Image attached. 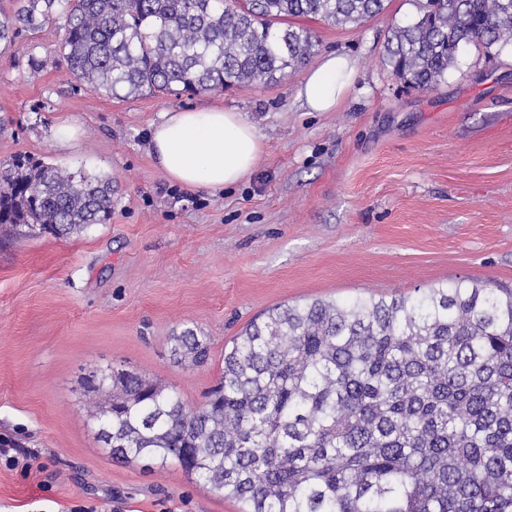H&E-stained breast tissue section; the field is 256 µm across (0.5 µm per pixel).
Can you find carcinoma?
<instances>
[{"label":"carcinoma","instance_id":"1","mask_svg":"<svg viewBox=\"0 0 512 512\" xmlns=\"http://www.w3.org/2000/svg\"><path fill=\"white\" fill-rule=\"evenodd\" d=\"M388 0H28L0 44L63 20L60 54L114 98L275 85L318 41L297 19L361 26ZM384 63L436 89L460 47H512V0H411ZM44 8H39V4ZM112 213V181L0 160V233L69 238ZM204 364L208 338L172 337ZM112 458L170 460L246 512H512V289L457 279L400 297L269 309L224 350L195 408L146 375L83 378Z\"/></svg>","mask_w":512,"mask_h":512}]
</instances>
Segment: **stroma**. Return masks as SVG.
<instances>
[{
    "mask_svg": "<svg viewBox=\"0 0 512 512\" xmlns=\"http://www.w3.org/2000/svg\"><path fill=\"white\" fill-rule=\"evenodd\" d=\"M412 11L389 0L357 28L305 20L319 55L356 62L334 112L299 99L305 65L273 86L113 98L73 78L54 15L0 48V159L112 181L106 223L66 239L0 235V437L38 456L30 474L0 469V512H246L176 462L113 460L81 377L139 372L196 407L225 346L271 307L459 278L512 285V49L464 48L443 84L414 89L382 62L388 28ZM214 106L256 127L261 162L217 194L169 182L151 124ZM62 126L78 130L66 148ZM187 326L209 336L208 364L173 360L169 338Z\"/></svg>",
    "mask_w": 512,
    "mask_h": 512,
    "instance_id": "1",
    "label": "stroma"
}]
</instances>
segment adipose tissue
I'll list each match as a JSON object with an SVG mask.
<instances>
[{
    "instance_id": "adipose-tissue-1",
    "label": "adipose tissue",
    "mask_w": 512,
    "mask_h": 512,
    "mask_svg": "<svg viewBox=\"0 0 512 512\" xmlns=\"http://www.w3.org/2000/svg\"><path fill=\"white\" fill-rule=\"evenodd\" d=\"M354 60L331 53L309 71L298 96L311 112H331L354 85ZM150 150L154 165L169 180L211 193L245 179L263 155L262 139L241 113L224 109H179L164 112L152 124Z\"/></svg>"
}]
</instances>
